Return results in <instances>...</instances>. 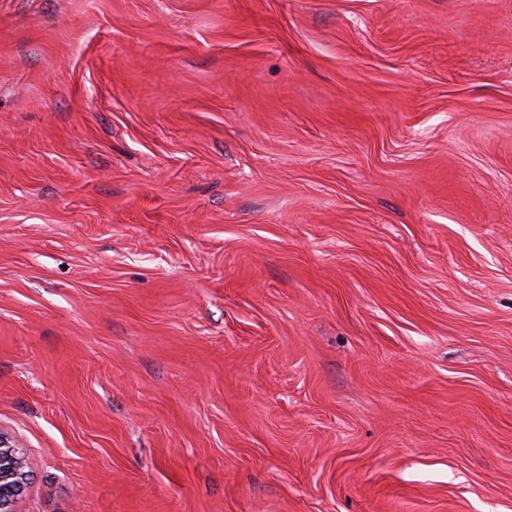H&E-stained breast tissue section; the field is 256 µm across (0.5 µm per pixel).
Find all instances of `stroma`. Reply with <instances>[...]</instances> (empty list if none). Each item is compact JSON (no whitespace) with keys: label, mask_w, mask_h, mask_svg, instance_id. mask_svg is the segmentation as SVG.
<instances>
[{"label":"stroma","mask_w":512,"mask_h":512,"mask_svg":"<svg viewBox=\"0 0 512 512\" xmlns=\"http://www.w3.org/2000/svg\"><path fill=\"white\" fill-rule=\"evenodd\" d=\"M21 512H512V0H0Z\"/></svg>","instance_id":"stroma-1"}]
</instances>
